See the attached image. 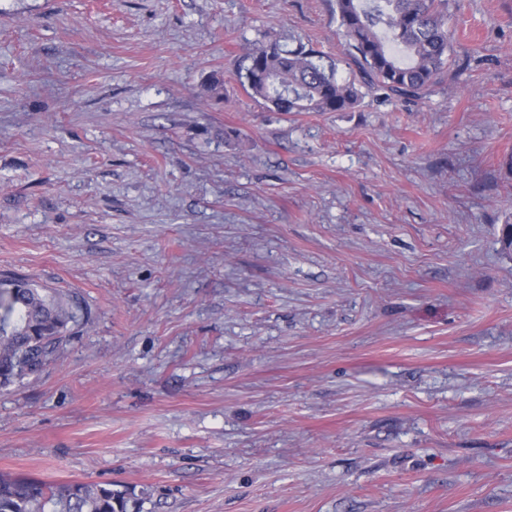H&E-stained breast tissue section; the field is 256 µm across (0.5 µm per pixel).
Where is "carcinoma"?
<instances>
[{"label":"carcinoma","instance_id":"obj_1","mask_svg":"<svg viewBox=\"0 0 512 512\" xmlns=\"http://www.w3.org/2000/svg\"><path fill=\"white\" fill-rule=\"evenodd\" d=\"M340 35L360 79L342 80L312 49L276 40L249 45L236 77L272 112H346L363 90L423 99L443 79L451 34L448 0H335ZM402 48L399 61L389 45ZM85 318L72 296L27 278L0 279V388L39 374ZM130 497L112 483L51 484L0 475V512H129Z\"/></svg>","mask_w":512,"mask_h":512}]
</instances>
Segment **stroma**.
<instances>
[{
  "instance_id": "obj_1",
  "label": "stroma",
  "mask_w": 512,
  "mask_h": 512,
  "mask_svg": "<svg viewBox=\"0 0 512 512\" xmlns=\"http://www.w3.org/2000/svg\"><path fill=\"white\" fill-rule=\"evenodd\" d=\"M448 25L428 99L288 113L242 49L356 77L334 0H0V276L87 311L0 389V474L141 512H512V0Z\"/></svg>"
}]
</instances>
